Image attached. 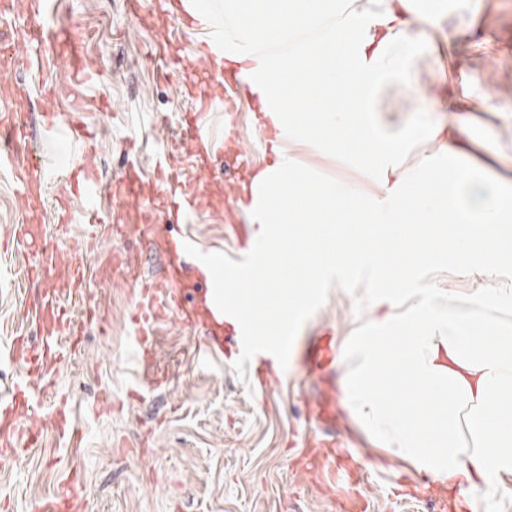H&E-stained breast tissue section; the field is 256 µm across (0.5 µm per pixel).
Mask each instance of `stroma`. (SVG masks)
<instances>
[{
	"instance_id": "obj_1",
	"label": "stroma",
	"mask_w": 512,
	"mask_h": 512,
	"mask_svg": "<svg viewBox=\"0 0 512 512\" xmlns=\"http://www.w3.org/2000/svg\"><path fill=\"white\" fill-rule=\"evenodd\" d=\"M489 14L494 24L486 26L483 38L460 37L455 59L459 72L477 75L494 100L512 103V54L497 45L512 24V0H497ZM50 18L93 31L89 60L103 63L105 72L81 98L106 102L110 109L87 115L90 123L105 130L91 161L104 178L119 177L126 161L122 140L135 139L143 157H150L168 134L157 127V115L178 122L188 105L181 89H208V75L198 67L157 74L147 53L153 34H166L172 52L184 54L191 47L169 15L155 11L136 18L127 0H55ZM45 79L61 86L70 82L67 66L50 50L44 53L42 72L9 75L5 81L22 87L35 111ZM226 119L222 112L211 116L225 150H252L259 139L271 136L256 123L251 103H243L235 113L234 129H227ZM43 150L48 157L44 226L59 238L66 254H82L93 271L118 246L139 258L146 277L159 276L162 258L138 236L117 244L103 225L90 250L84 224H55V197L71 152L66 145L52 143ZM191 229L202 247L229 260L243 235L253 234L255 227H234L205 215ZM26 263L25 247L0 249V343L21 332L32 337L39 333L26 316L20 287ZM322 288V300L297 343L327 331L355 332L369 321L370 310L358 306L355 296L336 282L323 283ZM88 304L104 309L106 321L87 326L81 351L60 374L83 441L69 448L53 429H45L39 447L30 449L12 470L0 473V512H35L36 502L56 494L73 474L83 484V512H339L350 497L364 498L362 512H418V505L440 496V489H422L419 478L397 460L386 457L378 467L363 469V456L374 447L347 415L336 433L335 452L348 467V481L332 483L326 474L306 473L314 449L294 448L290 442L304 427L306 397L320 384L302 380L290 360L282 361L267 394H260L251 385L246 364L198 358V334L171 316L157 335V360L171 382L154 389L145 386V374L127 345L133 315L129 285L117 279L92 281L86 302L72 303L73 316L82 317ZM134 388L141 391L136 402L128 397Z\"/></svg>"
}]
</instances>
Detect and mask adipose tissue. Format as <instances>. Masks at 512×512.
<instances>
[{
	"instance_id": "obj_1",
	"label": "adipose tissue",
	"mask_w": 512,
	"mask_h": 512,
	"mask_svg": "<svg viewBox=\"0 0 512 512\" xmlns=\"http://www.w3.org/2000/svg\"><path fill=\"white\" fill-rule=\"evenodd\" d=\"M487 0H224V59L239 67L273 160L254 172L249 211L257 239L227 306L255 333L305 312L323 282L349 287L373 316L338 339L346 366L338 400L372 445L450 490L471 512L494 498L512 512V157L494 143L512 127V103H490L496 125L478 126L475 78L442 90L431 75L454 53ZM397 86L415 107L392 123L380 101ZM308 97L294 111L291 101ZM435 156L403 172L416 142ZM301 145L351 166L355 180L312 182ZM474 277L477 292L416 282L417 253Z\"/></svg>"
}]
</instances>
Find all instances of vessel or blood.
Listing matches in <instances>:
<instances>
[{"label": "vessel or blood", "mask_w": 512, "mask_h": 512, "mask_svg": "<svg viewBox=\"0 0 512 512\" xmlns=\"http://www.w3.org/2000/svg\"><path fill=\"white\" fill-rule=\"evenodd\" d=\"M52 0H0V18L10 22L12 34L0 41V73L37 70L42 66L45 49L61 51L72 74L69 86L60 87L47 81L42 85L46 101L40 113L44 137L52 141H71L81 147L66 166L65 185L56 199L59 223L87 224L86 243L95 246L97 225H108L117 238L139 234L144 243L157 247L165 260L160 278L147 280L140 273L137 260L114 253L110 276H118L133 286V323L131 351L142 365L147 382L157 388L168 383L167 374L154 368L156 329L175 310L180 321L190 327L202 328L204 350L226 357L248 358L252 361L253 382L265 386L274 366L280 364L284 350L262 337L253 335L248 325L220 336L215 332L218 316L226 306L215 293L214 280L207 277L205 267L213 266L215 253L199 248L196 239L181 231L189 217L212 208L208 187L200 174L222 166L223 153L216 150L215 135L210 123L212 113L224 109V48L220 34H213L195 50L194 62L203 64L213 77L208 91H187L190 106L183 118L178 137L164 140L150 163H143L138 153L128 155L122 176L111 184H103L96 166L88 161L99 143L101 130L90 127L83 113L60 116L52 101L60 96H79L82 85L101 72L98 64L86 57V40L82 31L70 25L47 22ZM154 67L171 74L183 60L169 52L162 40L149 46ZM28 100L18 91H0V140L8 150L0 151V166H7L16 186L18 199L25 209L39 213L42 202L39 190L44 173L41 163L32 158L31 136L25 119ZM149 193L151 201L130 212V198ZM110 194L112 214L100 210L103 194ZM27 277L37 291L27 316L40 328L39 341L19 334L10 337L0 356L21 368L22 377L0 396V471H9L30 448L42 440L40 394L55 392L54 429L69 447H79L82 432L69 419V398L58 388L61 368L75 354V339L83 331L80 321L73 319L64 298H78L87 288L86 266L77 257H63L58 244L46 241L32 252ZM297 366L304 377L322 378L336 364V339L320 336L305 348L295 350ZM308 426L304 431L306 445L325 442L336 435V415L329 398L314 397L306 403ZM83 487L76 480L62 484L56 499L41 501L38 512H79Z\"/></svg>", "instance_id": "vessel-or-blood-1"}]
</instances>
